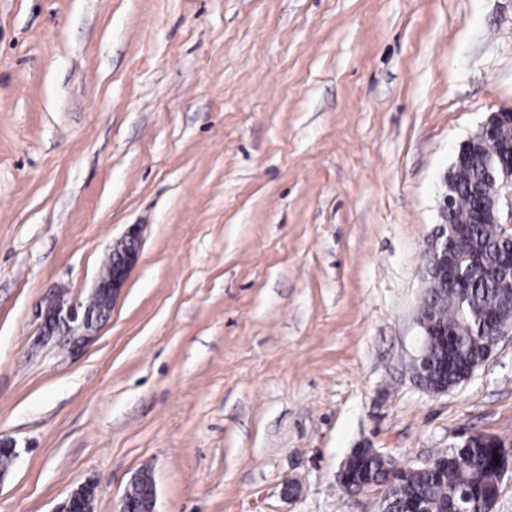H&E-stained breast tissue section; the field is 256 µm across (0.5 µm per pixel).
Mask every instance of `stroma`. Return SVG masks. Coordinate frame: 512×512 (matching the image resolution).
I'll use <instances>...</instances> for the list:
<instances>
[{
    "instance_id": "35a3bbf8",
    "label": "stroma",
    "mask_w": 512,
    "mask_h": 512,
    "mask_svg": "<svg viewBox=\"0 0 512 512\" xmlns=\"http://www.w3.org/2000/svg\"><path fill=\"white\" fill-rule=\"evenodd\" d=\"M512 108V0H0V512L149 469L158 512H379L354 449L512 442V330L414 378L444 177ZM138 261L75 356L55 288Z\"/></svg>"
}]
</instances>
